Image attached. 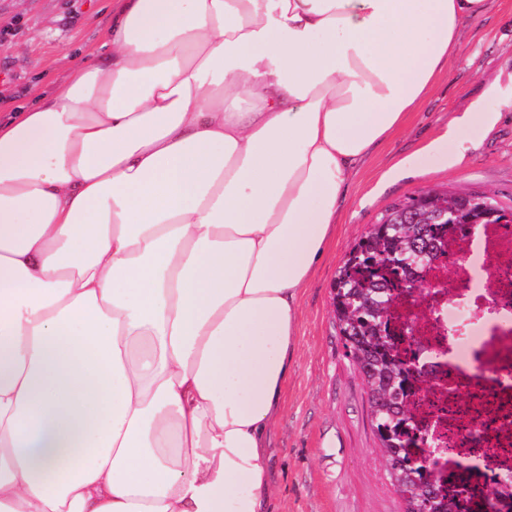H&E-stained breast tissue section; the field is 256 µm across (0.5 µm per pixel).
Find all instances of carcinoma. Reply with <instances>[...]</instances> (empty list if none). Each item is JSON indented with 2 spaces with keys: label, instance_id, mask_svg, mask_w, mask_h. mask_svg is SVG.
Segmentation results:
<instances>
[{
  "label": "carcinoma",
  "instance_id": "cac0c4a2",
  "mask_svg": "<svg viewBox=\"0 0 512 512\" xmlns=\"http://www.w3.org/2000/svg\"><path fill=\"white\" fill-rule=\"evenodd\" d=\"M441 194L420 200L406 211L399 203L389 206L378 222L349 250L333 282L332 305L336 326L350 345L356 369L369 389V411L380 449L387 462V477L403 505V512H417L422 485L431 464L420 452L422 424L411 408V398L427 384L400 352V341L409 329L395 331L391 304L401 294L404 270L399 257L421 267L434 254L421 255L415 243L427 221V237L442 243L447 233L477 221L495 224L505 218L503 207L491 196Z\"/></svg>",
  "mask_w": 512,
  "mask_h": 512
}]
</instances>
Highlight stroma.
<instances>
[{
    "label": "stroma",
    "mask_w": 512,
    "mask_h": 512,
    "mask_svg": "<svg viewBox=\"0 0 512 512\" xmlns=\"http://www.w3.org/2000/svg\"><path fill=\"white\" fill-rule=\"evenodd\" d=\"M113 0H0V120L17 101L49 93L74 51L99 49ZM482 102L500 113L492 130L469 133L472 146L453 170L422 155L450 118ZM415 154V170L386 172ZM434 189L487 193L512 206V0L465 27L445 74L400 126L374 144L349 179L330 239L299 299L292 371L269 437L273 512H400L368 412L367 388L331 312V289L345 253L388 206Z\"/></svg>",
    "instance_id": "1"
}]
</instances>
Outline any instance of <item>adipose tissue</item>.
Listing matches in <instances>:
<instances>
[{"mask_svg":"<svg viewBox=\"0 0 512 512\" xmlns=\"http://www.w3.org/2000/svg\"><path fill=\"white\" fill-rule=\"evenodd\" d=\"M491 3L118 0L98 56L0 122V512H270L347 179ZM499 118L423 153L455 169Z\"/></svg>","mask_w":512,"mask_h":512,"instance_id":"adipose-tissue-1","label":"adipose tissue"}]
</instances>
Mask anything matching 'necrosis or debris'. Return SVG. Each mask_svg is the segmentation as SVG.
Segmentation results:
<instances>
[{"instance_id":"4bbe7bcc","label":"necrosis or debris","mask_w":512,"mask_h":512,"mask_svg":"<svg viewBox=\"0 0 512 512\" xmlns=\"http://www.w3.org/2000/svg\"><path fill=\"white\" fill-rule=\"evenodd\" d=\"M460 257L467 268L449 281L448 264ZM422 274L453 288L428 294L422 314L406 297L393 302L395 324L415 326L419 361L433 367L415 409L436 448L475 469L467 480L470 512H506L492 493L512 494V224L449 234Z\"/></svg>"}]
</instances>
